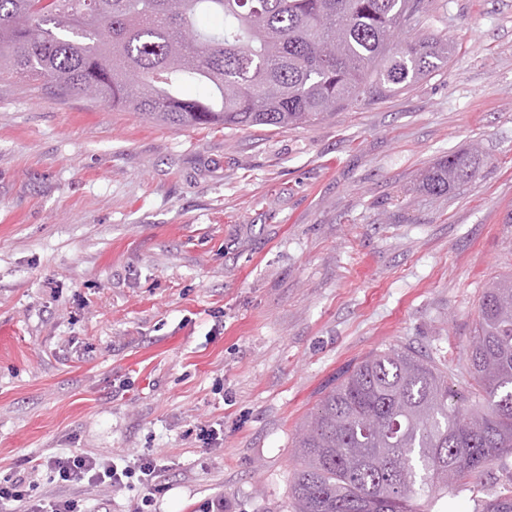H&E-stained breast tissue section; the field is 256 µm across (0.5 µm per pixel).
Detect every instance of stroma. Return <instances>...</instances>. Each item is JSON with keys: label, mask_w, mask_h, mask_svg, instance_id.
I'll return each instance as SVG.
<instances>
[{"label": "stroma", "mask_w": 512, "mask_h": 512, "mask_svg": "<svg viewBox=\"0 0 512 512\" xmlns=\"http://www.w3.org/2000/svg\"><path fill=\"white\" fill-rule=\"evenodd\" d=\"M406 40L447 65L313 125L177 128L0 82V478L89 512H291L300 426L399 345L460 358L512 273V0H434ZM479 150L436 198L423 173ZM214 430L204 447L200 428ZM157 457L166 484L62 485L41 463ZM512 478L495 459L482 512ZM481 164L479 154L473 150L448 154L424 174L420 187L431 196H446L456 187L471 181Z\"/></svg>", "instance_id": "1"}]
</instances>
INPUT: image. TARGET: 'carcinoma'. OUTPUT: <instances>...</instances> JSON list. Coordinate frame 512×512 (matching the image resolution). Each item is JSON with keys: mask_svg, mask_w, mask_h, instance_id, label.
<instances>
[{"mask_svg": "<svg viewBox=\"0 0 512 512\" xmlns=\"http://www.w3.org/2000/svg\"><path fill=\"white\" fill-rule=\"evenodd\" d=\"M428 0H0V80L176 127L314 124L368 93L391 94L448 61V43L396 33ZM213 14L217 28L198 18ZM185 84L206 88L187 99ZM473 150L437 161L434 197L471 181ZM454 389L447 359L389 346L320 400L295 445L294 512H441L448 495L512 450V274L484 288ZM486 512H512V483Z\"/></svg>", "mask_w": 512, "mask_h": 512, "instance_id": "1", "label": "carcinoma"}]
</instances>
